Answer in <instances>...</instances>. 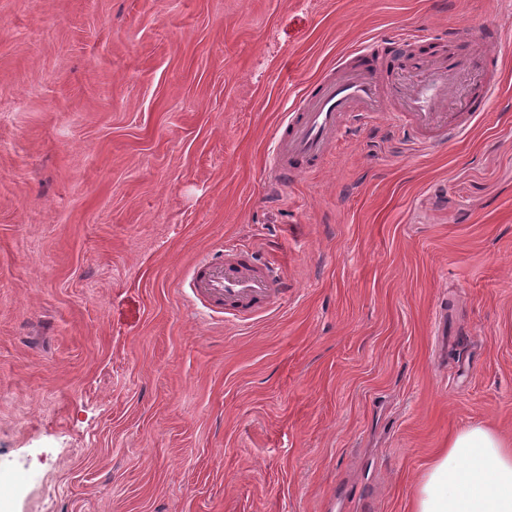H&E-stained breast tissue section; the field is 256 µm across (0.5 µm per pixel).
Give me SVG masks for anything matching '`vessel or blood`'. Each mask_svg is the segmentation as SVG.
Instances as JSON below:
<instances>
[{
	"mask_svg": "<svg viewBox=\"0 0 512 512\" xmlns=\"http://www.w3.org/2000/svg\"><path fill=\"white\" fill-rule=\"evenodd\" d=\"M353 54L355 64L340 65L338 75L313 84L280 124L269 160L280 182L319 171L344 127H361L385 111L387 97L400 99L402 108L394 112V122L408 127L413 141L421 145L444 142L465 131L491 103L492 93L487 90L469 93L463 111L447 108L458 76L496 68L499 58L494 53H475L461 46L429 66L419 57L386 54L374 37L355 47ZM385 66L415 71L419 77L405 86L393 84L385 95L379 85V72ZM183 286L203 308L238 320L271 312L286 282L276 262L261 265L253 251L231 248L220 261L208 254L199 257Z\"/></svg>",
	"mask_w": 512,
	"mask_h": 512,
	"instance_id": "vessel-or-blood-1",
	"label": "vessel or blood"
}]
</instances>
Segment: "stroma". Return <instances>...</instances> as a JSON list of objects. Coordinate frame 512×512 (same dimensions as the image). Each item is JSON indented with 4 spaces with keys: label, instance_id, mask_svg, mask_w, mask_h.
Listing matches in <instances>:
<instances>
[{
    "label": "stroma",
    "instance_id": "stroma-1",
    "mask_svg": "<svg viewBox=\"0 0 512 512\" xmlns=\"http://www.w3.org/2000/svg\"><path fill=\"white\" fill-rule=\"evenodd\" d=\"M502 34L436 149L386 118L274 183L285 111L365 39ZM288 290L225 324L201 253ZM512 434V0H0V512H411L454 430ZM3 475L10 478L11 491L15 494H23L34 481L36 474L28 469L20 470L14 465L4 462L0 464Z\"/></svg>",
    "mask_w": 512,
    "mask_h": 512
}]
</instances>
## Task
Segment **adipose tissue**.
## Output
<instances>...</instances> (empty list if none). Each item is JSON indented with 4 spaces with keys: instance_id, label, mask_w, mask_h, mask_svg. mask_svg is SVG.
I'll return each instance as SVG.
<instances>
[{
    "instance_id": "ef3b65f1",
    "label": "adipose tissue",
    "mask_w": 512,
    "mask_h": 512,
    "mask_svg": "<svg viewBox=\"0 0 512 512\" xmlns=\"http://www.w3.org/2000/svg\"><path fill=\"white\" fill-rule=\"evenodd\" d=\"M412 512H512V439L481 422L456 430L421 476Z\"/></svg>"
}]
</instances>
